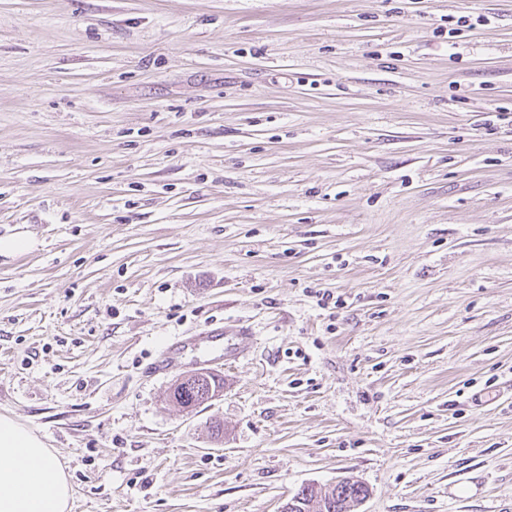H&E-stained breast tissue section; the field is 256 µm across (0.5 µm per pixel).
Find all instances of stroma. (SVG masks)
Wrapping results in <instances>:
<instances>
[{
    "mask_svg": "<svg viewBox=\"0 0 512 512\" xmlns=\"http://www.w3.org/2000/svg\"><path fill=\"white\" fill-rule=\"evenodd\" d=\"M14 237L0 416L70 512H512V0H0ZM254 342V333L247 326L236 324L206 328L194 336L176 338L152 368L155 373H167L181 363L187 352L215 351L217 355L214 357H211L209 354L195 356L192 365L199 369L177 379L170 388V400L180 407L187 409L190 391L192 390L191 380L194 378V382H196L198 375L204 376L206 386L212 392L209 398L213 399L198 403L195 405L194 409H196L215 400L224 392V378L212 371H208L204 366H212L213 363L224 365L226 363L239 362L249 355ZM184 395L187 396V400Z\"/></svg>",
    "mask_w": 512,
    "mask_h": 512,
    "instance_id": "stroma-1",
    "label": "stroma"
}]
</instances>
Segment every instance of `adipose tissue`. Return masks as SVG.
<instances>
[{"mask_svg": "<svg viewBox=\"0 0 512 512\" xmlns=\"http://www.w3.org/2000/svg\"><path fill=\"white\" fill-rule=\"evenodd\" d=\"M71 486L30 429L0 417V512H68Z\"/></svg>", "mask_w": 512, "mask_h": 512, "instance_id": "adipose-tissue-1", "label": "adipose tissue"}]
</instances>
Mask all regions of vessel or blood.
Instances as JSON below:
<instances>
[{
    "label": "vessel or blood",
    "mask_w": 512,
    "mask_h": 512,
    "mask_svg": "<svg viewBox=\"0 0 512 512\" xmlns=\"http://www.w3.org/2000/svg\"><path fill=\"white\" fill-rule=\"evenodd\" d=\"M254 342L252 330L243 325L206 328L196 335L176 338L153 369L158 373L169 372L189 352L194 354V365L200 369L216 362L236 363L249 355Z\"/></svg>",
    "instance_id": "vessel-or-blood-1"
}]
</instances>
